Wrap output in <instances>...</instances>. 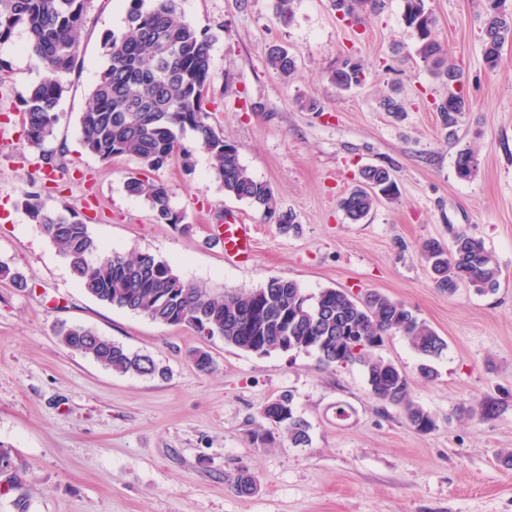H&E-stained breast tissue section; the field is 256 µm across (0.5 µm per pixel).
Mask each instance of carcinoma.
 <instances>
[{
  "label": "carcinoma",
  "instance_id": "carcinoma-1",
  "mask_svg": "<svg viewBox=\"0 0 512 512\" xmlns=\"http://www.w3.org/2000/svg\"><path fill=\"white\" fill-rule=\"evenodd\" d=\"M92 2L0 0V45L9 42L16 31H23L27 49L42 71L22 100V128L29 146L39 150L44 167L54 172L59 170L58 156L44 145L53 137L56 110L68 91L65 76L76 66L79 32ZM131 2L126 26L104 38L106 65L92 84L88 107L79 118L86 151L103 162L134 157L153 171L178 160L189 171L193 153L183 144L182 135L190 130L208 154L210 173L225 195L263 210L285 233L297 230L293 212L276 209L271 187L248 172L237 147L207 122L204 103L214 81L213 37L181 19L180 0ZM377 6L378 0H336V9L347 18H364ZM487 16L483 57L494 69L505 43L512 42V9L507 0H499L487 9ZM403 19L415 32L416 55L431 74L449 85L457 81L458 70L437 38L436 18L428 0H403ZM267 64L285 81L296 67L295 59L280 47L269 51ZM363 77L360 64L346 62L332 80L337 87L349 89ZM437 112L443 126L453 133L465 112V101L450 93ZM474 162L472 150H461L455 161L457 177L471 178L477 170ZM125 189L144 199L157 223H182L164 185L131 177ZM397 194L389 169L365 166L342 199L341 208L357 223L377 202L392 201ZM22 205L59 249L84 290L97 300L157 323L190 325L203 336H218L224 344L243 351H251L259 336L267 345V354L286 341L297 352L316 355L327 367L357 365L365 375L370 396L401 408L410 426L420 433L437 429L434 415L412 400L407 375L376 355L385 337L396 333L424 358H436L447 348V342L404 303L379 292L363 299L337 289L309 295L296 281L278 277L269 278L257 289L215 294L182 281L169 262L153 254H122L113 259V253L99 250L78 213L66 206L48 207L39 192H24ZM420 255L443 293L452 295L464 286L482 294L499 284L496 258L481 239L465 232L457 233L449 247L436 239L424 241ZM59 335L68 348L90 356L105 369L138 377L165 375V369L152 357L131 352L89 327L63 328ZM261 415L273 429L254 430L252 444L271 443L277 429L292 445H309L310 424L295 411L291 395L272 398ZM24 473L12 450L0 445V485L19 492L14 502L18 512H26Z\"/></svg>",
  "mask_w": 512,
  "mask_h": 512
}]
</instances>
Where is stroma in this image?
I'll use <instances>...</instances> for the list:
<instances>
[{"label":"stroma","mask_w":512,"mask_h":512,"mask_svg":"<svg viewBox=\"0 0 512 512\" xmlns=\"http://www.w3.org/2000/svg\"><path fill=\"white\" fill-rule=\"evenodd\" d=\"M275 0H181L185 21L213 36L208 122L237 146L250 174L267 182L298 232L281 233L262 210L225 195L196 149L193 172L171 163L151 172L164 184L181 224L156 223L126 181L144 174L130 157L103 162L79 141L89 88L106 63L105 35L124 27L130 0H93L76 68L47 146L63 149L68 170L54 180L24 140L21 100L39 79L16 33L0 47V265L27 281L0 278V444L25 466L28 512H512V43L497 68L483 59L484 0H430L436 32L461 71L468 102L455 134L437 104L447 85L415 55L402 0H383L362 25L334 0H293L280 25ZM279 45L296 60L281 79L266 63ZM361 63L362 83H332L345 61ZM395 97L401 114L385 112ZM477 173L459 179V150ZM391 170L396 201H380L361 222L339 206L361 167ZM45 191L49 207L85 217L104 247L151 253L188 283L212 292L255 289L267 279L296 281L310 294L336 288L379 292L403 302L446 340L421 378L422 358L401 336L379 356L406 373L413 400L436 418L435 431L411 429L402 410L373 399L358 366L323 367L315 355H257L101 303L73 276L58 249L21 205L23 191ZM256 225L259 244L244 266L224 259L218 219ZM482 239L501 273L495 291L439 292L420 255L422 242ZM92 327L151 355L166 378L121 375L62 345L60 323ZM208 350L216 365L192 362ZM294 397L311 424V443L286 437L259 447L261 409ZM348 416L339 419L337 408ZM254 494L236 489L240 476Z\"/></svg>","instance_id":"1"}]
</instances>
